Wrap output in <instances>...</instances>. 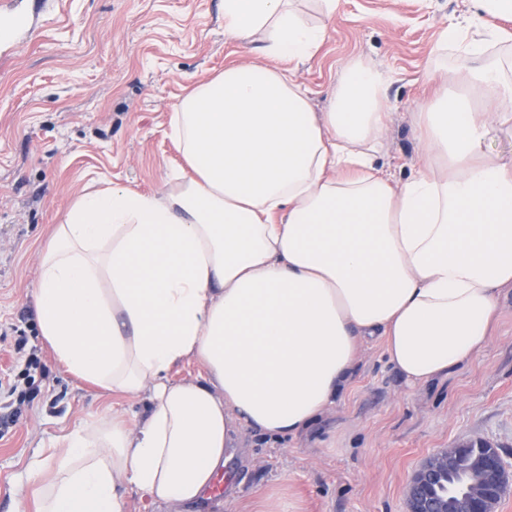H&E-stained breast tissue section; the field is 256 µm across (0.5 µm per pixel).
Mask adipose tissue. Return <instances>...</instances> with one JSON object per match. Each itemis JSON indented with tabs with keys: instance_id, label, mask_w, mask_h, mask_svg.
<instances>
[{
	"instance_id": "ef3b65f1",
	"label": "adipose tissue",
	"mask_w": 512,
	"mask_h": 512,
	"mask_svg": "<svg viewBox=\"0 0 512 512\" xmlns=\"http://www.w3.org/2000/svg\"><path fill=\"white\" fill-rule=\"evenodd\" d=\"M223 0L224 35L261 58L195 85L170 116L188 170L167 189L79 195L32 286L43 339L67 372L149 406L63 435L27 467L37 512H126L195 501L254 433L296 437L350 383L366 341L416 388L486 345L512 287V0H470L441 46L463 89L416 113L405 180L377 161L384 76L347 65L323 111L275 59L311 58L337 0ZM202 374L175 382L185 360ZM484 148L487 152L502 156L512 154V128L490 129Z\"/></svg>"
}]
</instances>
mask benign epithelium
Listing matches in <instances>:
<instances>
[{"label":"benign epithelium","mask_w":512,"mask_h":512,"mask_svg":"<svg viewBox=\"0 0 512 512\" xmlns=\"http://www.w3.org/2000/svg\"><path fill=\"white\" fill-rule=\"evenodd\" d=\"M473 459L462 486L444 498L433 494L441 479L452 476L459 458ZM512 487V466L497 449L480 439L463 440L430 456L412 475L408 486V512H497Z\"/></svg>","instance_id":"7a95c632"}]
</instances>
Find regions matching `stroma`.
Segmentation results:
<instances>
[{
  "instance_id": "35a3bbf8",
  "label": "stroma",
  "mask_w": 512,
  "mask_h": 512,
  "mask_svg": "<svg viewBox=\"0 0 512 512\" xmlns=\"http://www.w3.org/2000/svg\"><path fill=\"white\" fill-rule=\"evenodd\" d=\"M17 2L29 26L0 41V379L27 397L0 391V417L16 416L0 426V512H17L34 455L83 422L148 405L76 379L41 339L30 285L54 224L83 191L168 183L182 162L169 136L174 105L225 66L259 58L256 46L225 39L221 0ZM467 9L466 0H338L328 37L293 77L320 109L349 62L374 64L389 114L378 160L406 178L420 156L413 113L459 78L440 33ZM464 438L512 464V288L472 361L411 389L382 342L369 343L346 392L307 432L248 437L226 467L236 502L201 497L180 512H256L275 488L287 492L286 512H407L413 473Z\"/></svg>"
}]
</instances>
